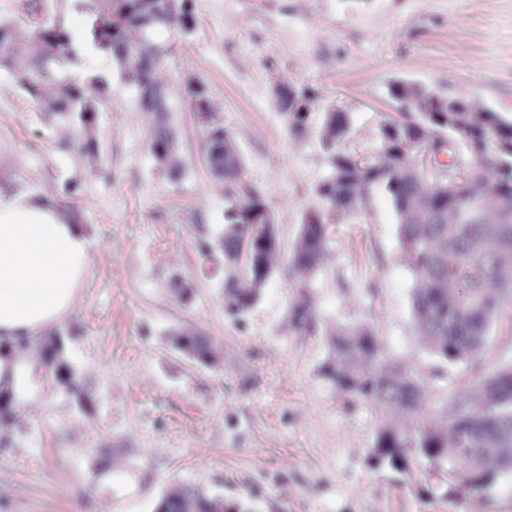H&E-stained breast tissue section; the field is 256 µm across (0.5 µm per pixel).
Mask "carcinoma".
<instances>
[{
  "label": "carcinoma",
  "instance_id": "1",
  "mask_svg": "<svg viewBox=\"0 0 512 512\" xmlns=\"http://www.w3.org/2000/svg\"><path fill=\"white\" fill-rule=\"evenodd\" d=\"M47 0H29L25 19L0 15V69L22 91L39 101L52 91L51 111L85 129L93 127L109 91L107 79L95 70L74 79L65 66L79 43L112 55L132 73L138 102L154 123L151 150L157 164L172 176L181 174L176 138L166 121L167 89L159 82L164 46L155 39L175 24L183 34L194 29L193 0H79L84 26L77 35L61 23H47ZM29 30L25 53L11 44L17 23ZM389 96L396 111L378 127L383 150L363 156L342 150L349 137L350 113L336 105L322 113L320 139L329 155L330 174L316 195L326 208L305 215L287 257L288 268L306 288L320 270L328 250V224L358 212L375 191L391 200L398 218L400 247L415 280L412 310L418 333L433 357L446 364L473 365L490 347L491 329L512 305V120L498 112L450 114L440 95L424 88L427 111L413 112L414 93L405 81L392 83ZM187 97L205 131L204 163L224 182L227 206L224 233L216 243L202 239L208 256L224 255V313L233 319L258 302L270 278L281 267L275 216L261 189L246 175L233 133L211 116L214 106L206 87L194 82ZM314 96L288 84L278 98L288 131L300 137ZM447 132L448 172L428 178L416 155L436 154L435 134ZM172 293L184 304L194 298L191 284L176 277ZM292 329L302 335L315 327L306 292L291 306ZM175 348L199 365L215 362V344L202 331L185 327L173 337ZM330 357L323 375L347 396L395 410L401 424L380 425L370 460L376 468L395 472L424 464L437 479L443 496L462 507L486 488L492 472L512 470V362L499 365L459 385L435 412L425 411L421 380L392 359L365 325L340 324L330 333ZM41 361L56 384L81 408L90 405L86 384L67 362L64 337L55 334L40 343ZM17 416V397L0 386V431ZM220 500L186 487L165 492L155 512H220Z\"/></svg>",
  "mask_w": 512,
  "mask_h": 512
}]
</instances>
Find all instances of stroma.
Instances as JSON below:
<instances>
[{
	"label": "stroma",
	"instance_id": "1",
	"mask_svg": "<svg viewBox=\"0 0 512 512\" xmlns=\"http://www.w3.org/2000/svg\"><path fill=\"white\" fill-rule=\"evenodd\" d=\"M194 14L190 35H158L167 120L184 161L177 180L156 164L152 123L110 55L83 52L69 64L110 82L92 159L79 150L81 129L57 122L0 71V192L39 196L93 241L91 272L58 327L92 404L80 410L51 377L24 369L19 421L0 446L6 512H154L177 483L257 512H512V472L462 511L431 492L425 466L373 469L380 413L364 402L348 408L321 373L328 331L364 322L423 379L428 407L472 374L440 364L419 341L414 279L386 195L330 225V259L310 283L312 333L288 326L300 288L285 266L243 323L225 319L224 258L196 249L197 238L224 230L225 189L203 164L186 95L189 81L207 88L287 251L305 214L323 207L315 188L329 173L318 136L325 106L351 114L345 146L363 154L378 145L396 80L474 98L512 120V0H194ZM281 79L315 93L303 137L289 135L273 102ZM176 273L194 285L189 305L169 292ZM182 323L214 340V365L172 346Z\"/></svg>",
	"mask_w": 512,
	"mask_h": 512
}]
</instances>
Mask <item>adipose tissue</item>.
I'll return each mask as SVG.
<instances>
[{"label": "adipose tissue", "instance_id": "obj_1", "mask_svg": "<svg viewBox=\"0 0 512 512\" xmlns=\"http://www.w3.org/2000/svg\"><path fill=\"white\" fill-rule=\"evenodd\" d=\"M93 244L59 208L0 193V343L33 338L72 313Z\"/></svg>", "mask_w": 512, "mask_h": 512}]
</instances>
